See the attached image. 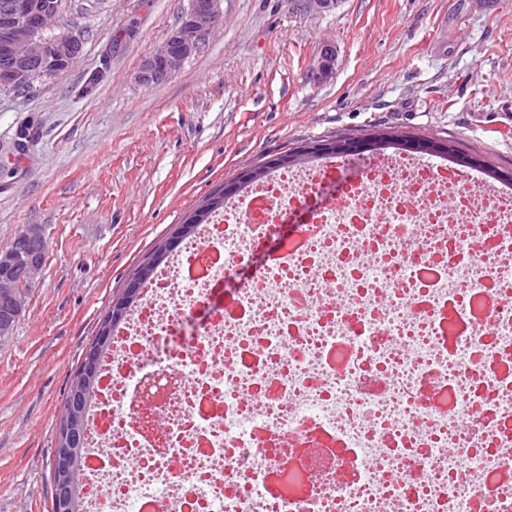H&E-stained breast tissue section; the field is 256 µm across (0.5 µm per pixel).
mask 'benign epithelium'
<instances>
[{"mask_svg":"<svg viewBox=\"0 0 512 512\" xmlns=\"http://www.w3.org/2000/svg\"><path fill=\"white\" fill-rule=\"evenodd\" d=\"M58 17L59 0H8L0 6V87L25 88L38 78L53 77L68 69L79 57V37L54 33ZM219 19V0L195 3L185 21L170 30L156 52L144 61L138 80L152 84L168 79L180 62L210 37ZM45 252L46 240L35 225L26 227L21 237L11 238L0 248V302L12 309V319L0 320V336L10 335L14 319L24 309V288L41 274ZM131 301L130 293L112 301L109 320L100 325L99 336L83 354V376L94 377L96 353L110 344L109 321L121 318ZM73 427L67 420L59 424L51 512H75V449L67 446Z\"/></svg>","mask_w":512,"mask_h":512,"instance_id":"benign-epithelium-1","label":"benign epithelium"}]
</instances>
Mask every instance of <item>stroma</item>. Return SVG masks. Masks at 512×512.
<instances>
[{
  "instance_id": "1",
  "label": "stroma",
  "mask_w": 512,
  "mask_h": 512,
  "mask_svg": "<svg viewBox=\"0 0 512 512\" xmlns=\"http://www.w3.org/2000/svg\"><path fill=\"white\" fill-rule=\"evenodd\" d=\"M189 0H63L67 70L0 88V245L39 226L47 253L0 338V512H51L55 435L71 377L142 260L213 189L308 143L370 134L450 141L512 172V4L492 0H221L206 46L159 84L137 79ZM336 61L322 72L320 48ZM362 155L288 212L359 180ZM238 267L183 332L224 304Z\"/></svg>"
}]
</instances>
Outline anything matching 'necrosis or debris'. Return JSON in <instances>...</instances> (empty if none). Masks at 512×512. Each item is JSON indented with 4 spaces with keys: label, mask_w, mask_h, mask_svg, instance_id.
Wrapping results in <instances>:
<instances>
[{
    "label": "necrosis or debris",
    "mask_w": 512,
    "mask_h": 512,
    "mask_svg": "<svg viewBox=\"0 0 512 512\" xmlns=\"http://www.w3.org/2000/svg\"><path fill=\"white\" fill-rule=\"evenodd\" d=\"M334 172L284 169L205 225L113 338L92 512H512V188L368 165L230 308L177 332Z\"/></svg>",
    "instance_id": "obj_1"
}]
</instances>
